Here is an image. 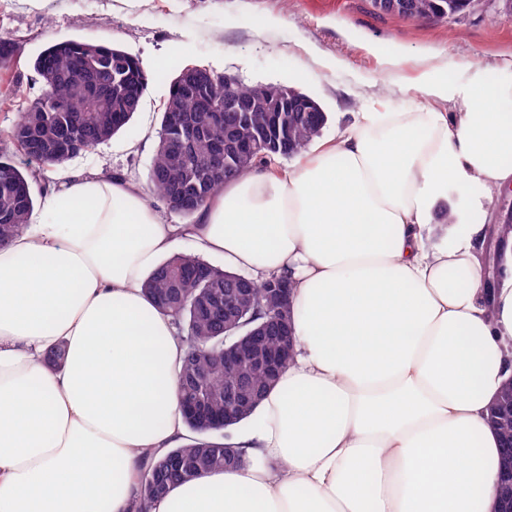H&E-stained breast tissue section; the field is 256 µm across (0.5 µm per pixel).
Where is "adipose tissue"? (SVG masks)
<instances>
[{"label":"adipose tissue","instance_id":"adipose-tissue-1","mask_svg":"<svg viewBox=\"0 0 512 512\" xmlns=\"http://www.w3.org/2000/svg\"><path fill=\"white\" fill-rule=\"evenodd\" d=\"M419 87L452 111L354 113L294 171L226 183L190 226L124 180L66 174L49 221L0 247V512H130L145 455L185 441L184 346L142 288L185 237L225 269L288 277L295 351L233 439L245 464L151 512H497L512 241L494 282L482 260L512 184V72L426 70Z\"/></svg>","mask_w":512,"mask_h":512}]
</instances>
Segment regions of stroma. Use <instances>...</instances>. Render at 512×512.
<instances>
[{
  "label": "stroma",
  "mask_w": 512,
  "mask_h": 512,
  "mask_svg": "<svg viewBox=\"0 0 512 512\" xmlns=\"http://www.w3.org/2000/svg\"><path fill=\"white\" fill-rule=\"evenodd\" d=\"M71 38L136 55L151 79L131 123L61 169L121 177L151 202L161 116L183 66L306 93L327 116L323 141L369 107L420 111L422 71L463 80L478 65L493 80L512 66V10L501 0H476L464 14L429 21L378 13L371 0H0V40L16 48L0 68V152L17 164L26 157L7 133L17 112L43 92L34 61L49 42ZM393 43L403 48L396 64L387 60Z\"/></svg>",
  "instance_id": "35a3bbf8"
}]
</instances>
